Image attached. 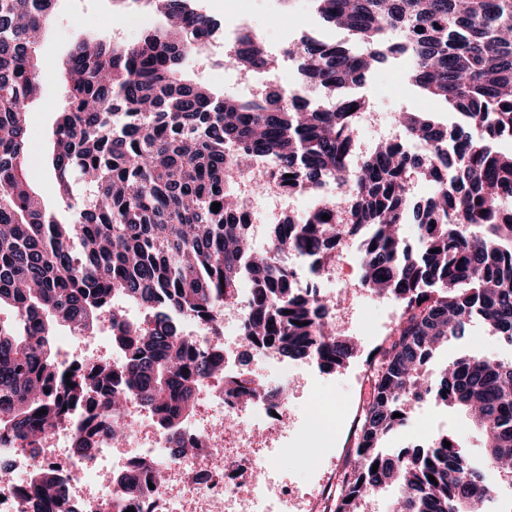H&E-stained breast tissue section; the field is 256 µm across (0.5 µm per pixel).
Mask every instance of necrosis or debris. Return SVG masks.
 I'll use <instances>...</instances> for the list:
<instances>
[{"label":"necrosis or debris","instance_id":"obj_1","mask_svg":"<svg viewBox=\"0 0 512 512\" xmlns=\"http://www.w3.org/2000/svg\"><path fill=\"white\" fill-rule=\"evenodd\" d=\"M355 127L352 161L356 164L375 141L401 139L388 113H357ZM233 177L242 198L240 216L250 224L275 221L297 198L262 160L234 172ZM185 325L190 335L204 343L220 341L227 372H238V357L245 351L269 374L278 376L281 387L272 396L247 404L223 390L204 386L198 393L196 414L173 437L158 429L145 412L124 416L121 446L125 456L118 462L113 461L112 444L105 438L100 439L92 460L73 455V432L66 425L50 432L34 455L11 438H1L0 512H31L20 491L27 488L40 465L53 467L69 487L64 503L49 512H113L121 494V476L140 461L165 470L168 480L135 501L134 512H287L290 491L268 480H256L255 475L268 470L271 458L279 453L276 441L289 435V385L304 378L305 368L271 347L247 341L243 305L225 306L221 338H213L203 322L189 318ZM227 425L235 426L233 437L221 436Z\"/></svg>","mask_w":512,"mask_h":512}]
</instances>
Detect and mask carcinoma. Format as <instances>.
I'll list each match as a JSON object with an SVG mask.
<instances>
[{
    "instance_id": "carcinoma-1",
    "label": "carcinoma",
    "mask_w": 512,
    "mask_h": 512,
    "mask_svg": "<svg viewBox=\"0 0 512 512\" xmlns=\"http://www.w3.org/2000/svg\"><path fill=\"white\" fill-rule=\"evenodd\" d=\"M56 2L0 0V309L11 313L0 321V435L34 450L68 419L72 452L86 457L95 440L84 435L82 406L117 440L130 403L174 434L206 384L248 401L267 395L256 378L222 373L221 345L204 349L185 328L189 316L221 335L224 301L244 284L248 339L330 370L356 355L332 306L301 295L285 263L335 260L336 198L322 196L273 225L261 248L250 225L236 221L224 166L244 169L261 157L292 191L316 194L328 180L351 190L352 223L365 227L360 284L401 304L377 349L372 396L334 512H359L361 501L389 487L399 491L391 512H495L484 471L512 460V361L472 351L435 377L423 366L472 322L512 343V209L503 206L512 194V0H313L360 48L309 37L282 53L295 61L296 89L270 85L244 97L183 76L185 58L208 46L216 27L196 0H166L160 9L177 23L136 42L83 40L66 60L64 106L51 132L49 165L65 216L48 209L27 177L26 117L40 92L38 47ZM236 40L243 73L275 69L278 56L253 33ZM388 58L454 114L446 124L414 109L396 117L403 140L430 151L436 167L381 140L348 168L356 143L350 109H370L354 89ZM419 179L434 189L414 207ZM410 208L412 248L401 233ZM107 316L121 358L101 357L65 378L57 328L94 336ZM429 399L475 422L482 467L447 434L410 455L382 448L412 406ZM150 481L162 484L166 474L142 461L122 476V500L139 498ZM23 496L63 501L67 489L40 466Z\"/></svg>"
}]
</instances>
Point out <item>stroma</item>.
Segmentation results:
<instances>
[{
  "instance_id": "obj_1",
  "label": "stroma",
  "mask_w": 512,
  "mask_h": 512,
  "mask_svg": "<svg viewBox=\"0 0 512 512\" xmlns=\"http://www.w3.org/2000/svg\"><path fill=\"white\" fill-rule=\"evenodd\" d=\"M200 8L223 27H235L239 13H247L252 21L263 22L273 33L272 44L292 42L306 32H313L336 41H346L345 31L324 25L315 13L311 0H245L232 5L228 0H199ZM161 17L152 12L133 15L119 13L112 0H61L50 20L40 45L41 67L45 76L40 94L28 111V166L29 179L39 188L48 207L59 211L64 207L57 196L55 182L48 164L52 123L62 106L64 85L61 78L64 63L72 46L80 40L114 37L122 41L137 40L146 28L161 24ZM223 51L210 47L191 56L185 63L190 78L207 84L214 90L239 94L235 72L215 62ZM358 92L366 97L373 111L397 113L405 109H421L446 114V107L426 99L419 89L408 82L401 62L379 64L367 75ZM344 325L342 330L352 337L358 354L349 364L333 371L309 375L306 382L291 391L290 415L293 422L303 423L312 409V394L320 390L335 398L346 411L334 435L308 430L306 444L317 449L316 457L306 451L285 463L274 464L273 477L297 483L305 497L294 512H315L320 494L336 472L344 467L352 450L347 440L348 415L361 408L368 389L363 384L364 362L382 343V336L373 334L367 325L371 322H396L397 308L380 306L361 298L357 291H349L343 300ZM476 351L496 359H512V344L491 335L482 325H474L468 336L451 341L436 351L426 367L429 376H436L440 368L458 356ZM451 435L472 458H480L482 437L471 419L462 412L428 401L416 405L405 426L391 434L385 448H423L438 433Z\"/></svg>"
}]
</instances>
